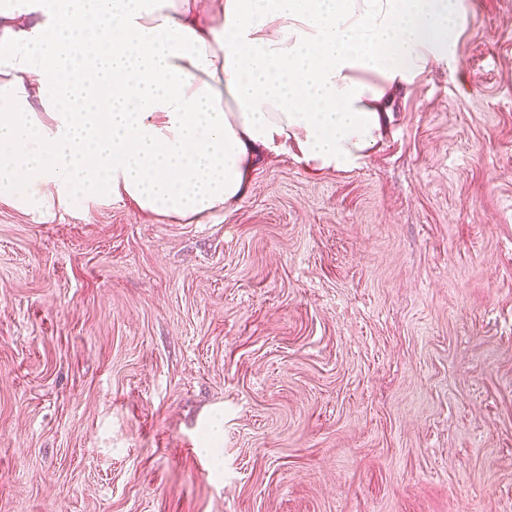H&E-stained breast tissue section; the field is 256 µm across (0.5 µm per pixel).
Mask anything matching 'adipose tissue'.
<instances>
[{
  "label": "adipose tissue",
  "mask_w": 512,
  "mask_h": 512,
  "mask_svg": "<svg viewBox=\"0 0 512 512\" xmlns=\"http://www.w3.org/2000/svg\"><path fill=\"white\" fill-rule=\"evenodd\" d=\"M462 22L463 0H10L0 202L46 217L109 196L201 224L264 157L350 169Z\"/></svg>",
  "instance_id": "obj_1"
}]
</instances>
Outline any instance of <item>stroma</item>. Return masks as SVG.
Wrapping results in <instances>:
<instances>
[{"instance_id":"obj_1","label":"stroma","mask_w":512,"mask_h":512,"mask_svg":"<svg viewBox=\"0 0 512 512\" xmlns=\"http://www.w3.org/2000/svg\"><path fill=\"white\" fill-rule=\"evenodd\" d=\"M349 171L0 203V512H512V0Z\"/></svg>"}]
</instances>
